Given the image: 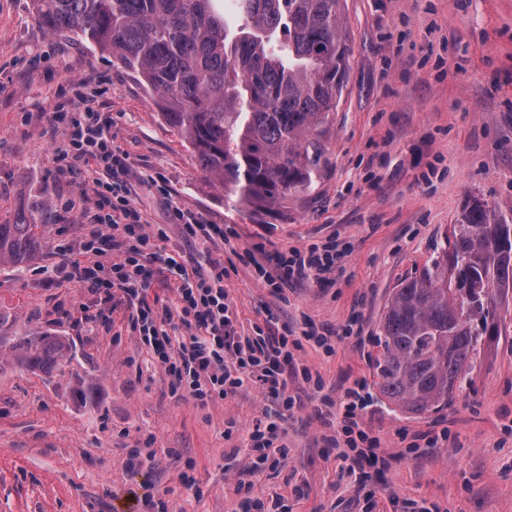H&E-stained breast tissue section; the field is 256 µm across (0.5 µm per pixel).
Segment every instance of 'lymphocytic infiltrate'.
<instances>
[{
  "mask_svg": "<svg viewBox=\"0 0 512 512\" xmlns=\"http://www.w3.org/2000/svg\"><path fill=\"white\" fill-rule=\"evenodd\" d=\"M55 121L66 122L68 146L63 152L69 167H83L92 174L95 227L86 243L88 251L107 247L119 257L111 266L112 285L127 300L140 305L130 317L137 332L168 376L171 395L188 394L197 405L226 398L252 382L263 392L280 397L286 407L296 399L289 395L285 372L294 363L287 336H265L255 345L243 346L237 336L224 288V265L216 259H183L160 251L153 243L141 212L127 197L129 167L124 152L113 146L109 130L112 115L84 99L76 115L56 107ZM340 255L335 243L305 249L262 252L255 269L273 291L291 281L322 282L335 270ZM170 275L176 298L162 312H154L143 298L155 276ZM180 322L191 331L176 342L166 325ZM361 385L347 389L338 412L333 444L350 448L352 465L375 459L378 437L363 429L360 414L366 408Z\"/></svg>",
  "mask_w": 512,
  "mask_h": 512,
  "instance_id": "1",
  "label": "lymphocytic infiltrate"
}]
</instances>
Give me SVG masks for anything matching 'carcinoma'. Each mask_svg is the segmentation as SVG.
Segmentation results:
<instances>
[{
  "label": "carcinoma",
  "mask_w": 512,
  "mask_h": 512,
  "mask_svg": "<svg viewBox=\"0 0 512 512\" xmlns=\"http://www.w3.org/2000/svg\"><path fill=\"white\" fill-rule=\"evenodd\" d=\"M214 0H36L52 35L76 34L112 54L159 96L165 122L224 193L257 213L309 187L325 156L323 128L339 104L351 48L345 0H233V25ZM39 223L0 224V263L34 260ZM512 288V224L473 199L433 267L394 293L381 321L380 392L403 411L448 405L480 338L498 328L495 291ZM50 373L69 344L50 336L13 347Z\"/></svg>",
  "instance_id": "1"
}]
</instances>
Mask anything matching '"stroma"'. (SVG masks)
I'll return each instance as SVG.
<instances>
[{
	"label": "stroma",
	"instance_id": "obj_1",
	"mask_svg": "<svg viewBox=\"0 0 512 512\" xmlns=\"http://www.w3.org/2000/svg\"><path fill=\"white\" fill-rule=\"evenodd\" d=\"M34 0H0V224L50 198L55 219L34 262L0 264V512H512V288L497 292L498 333L483 337L448 406L403 412L379 391V325L396 288L431 266L469 200L512 218V0H347L351 61L326 134L327 162L311 187L257 214L235 205L162 119L157 96L111 54L51 35ZM91 92L112 114L138 207L158 247L198 251L170 202L224 227L214 256L239 333L266 323L300 340L308 377H289L303 407L282 411L251 383L197 406L167 390L127 325L126 303L80 278L111 255L85 249L94 205L85 172L62 160L52 109ZM335 242V271L273 295L252 264L259 249ZM74 268L68 278L55 270ZM331 333L333 354L303 340ZM349 337H341L345 326ZM35 333L70 350L50 373L18 366L7 349ZM362 382V420L380 439L377 464L348 473L325 441L347 388ZM91 394L76 402L74 385ZM279 414L280 445L258 461L253 421ZM447 431L432 448L409 439ZM150 447L141 468L130 452Z\"/></svg>",
	"mask_w": 512,
	"mask_h": 512
}]
</instances>
